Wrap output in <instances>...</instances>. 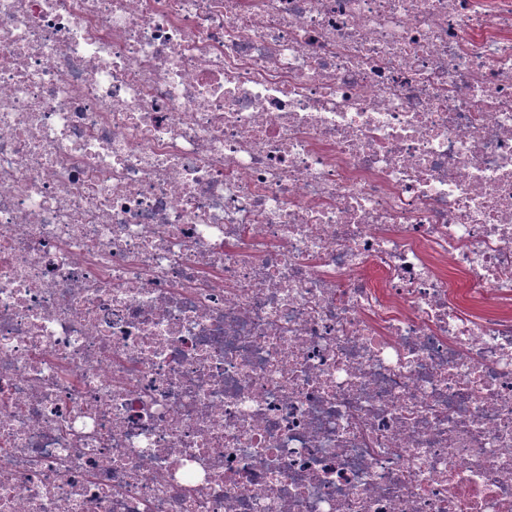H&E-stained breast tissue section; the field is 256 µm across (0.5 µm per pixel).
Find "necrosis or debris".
<instances>
[{
    "label": "necrosis or debris",
    "mask_w": 512,
    "mask_h": 512,
    "mask_svg": "<svg viewBox=\"0 0 512 512\" xmlns=\"http://www.w3.org/2000/svg\"><path fill=\"white\" fill-rule=\"evenodd\" d=\"M0 512H512V0H0Z\"/></svg>",
    "instance_id": "obj_1"
}]
</instances>
